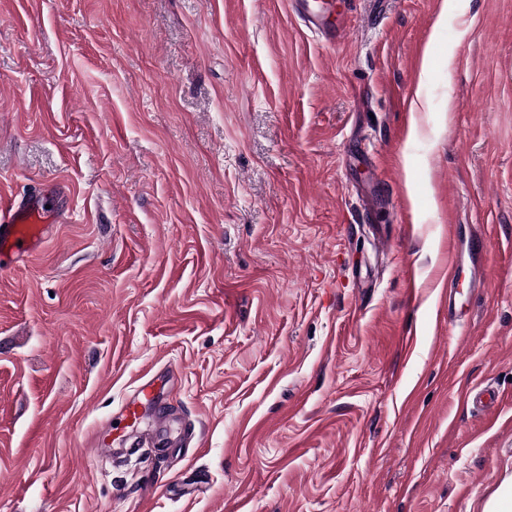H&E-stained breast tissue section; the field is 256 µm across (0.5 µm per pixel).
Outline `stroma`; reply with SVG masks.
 <instances>
[{
	"instance_id": "stroma-1",
	"label": "stroma",
	"mask_w": 512,
	"mask_h": 512,
	"mask_svg": "<svg viewBox=\"0 0 512 512\" xmlns=\"http://www.w3.org/2000/svg\"><path fill=\"white\" fill-rule=\"evenodd\" d=\"M346 13L0 0V197L57 212L0 276V512H483L512 476V0ZM166 366L199 446L91 458ZM347 1L335 0H291L292 11L304 22L305 26L318 30L331 42L343 39L348 33L345 13L342 9Z\"/></svg>"
}]
</instances>
